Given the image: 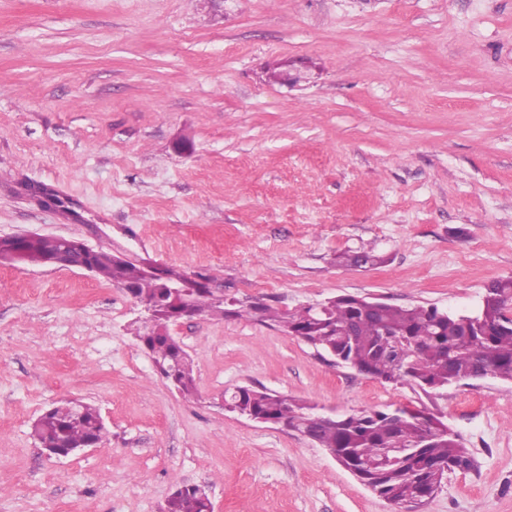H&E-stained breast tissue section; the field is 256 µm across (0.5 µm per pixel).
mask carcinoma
Here are the masks:
<instances>
[{
    "label": "carcinoma",
    "instance_id": "1",
    "mask_svg": "<svg viewBox=\"0 0 512 512\" xmlns=\"http://www.w3.org/2000/svg\"><path fill=\"white\" fill-rule=\"evenodd\" d=\"M47 245L35 242L19 255L18 264L44 258ZM343 262L363 267L381 261L373 249L339 255ZM95 274L125 290L146 306L137 339L151 354L157 371L177 372L175 386L186 396L195 391L193 368L170 326L190 317L252 319L281 328L316 350L348 362L352 369L385 383L408 384L424 392L488 376L512 381V276L485 288L489 310L454 314L435 306H397L384 301L373 306L344 295L316 305L276 311L258 301L243 305L224 300L218 305L200 274V287L185 293L177 283L186 274L165 268L157 275L145 263L112 252L92 258ZM236 413L263 415L325 448L336 461L383 499L403 504L431 495L448 472L469 470L473 459L461 437L447 424L422 410L398 407L390 411L361 410L331 423L314 408L287 395L238 387L226 403ZM107 434L99 410L83 401H66L44 411L33 422L31 435L58 450L68 445L99 444ZM163 512H211V501L198 485H179Z\"/></svg>",
    "mask_w": 512,
    "mask_h": 512
}]
</instances>
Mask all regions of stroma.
I'll list each match as a JSON object with an SVG mask.
<instances>
[{
  "instance_id": "1",
  "label": "stroma",
  "mask_w": 512,
  "mask_h": 512,
  "mask_svg": "<svg viewBox=\"0 0 512 512\" xmlns=\"http://www.w3.org/2000/svg\"><path fill=\"white\" fill-rule=\"evenodd\" d=\"M31 231L245 304L470 312L512 276V0H0V236ZM364 244L382 264H337ZM141 315L90 272L0 264V512H163L178 482L214 512H390L325 449L226 411L239 386L336 417L427 409L475 466L417 512H512V383L427 395L198 317L171 327L187 399L139 346ZM69 400L106 440L48 457L31 424Z\"/></svg>"
}]
</instances>
